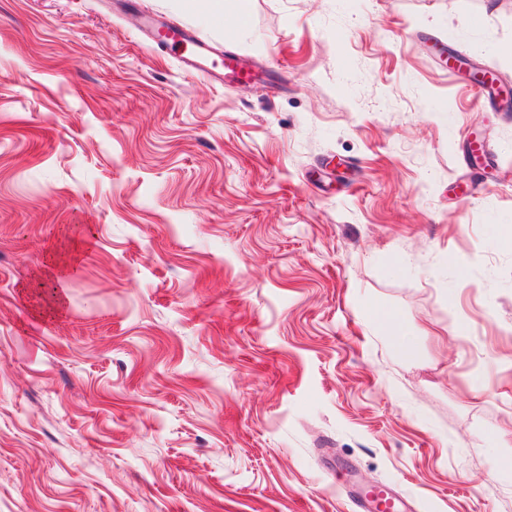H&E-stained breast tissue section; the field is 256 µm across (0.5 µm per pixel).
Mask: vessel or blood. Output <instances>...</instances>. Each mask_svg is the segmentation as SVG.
<instances>
[{"label": "vessel or blood", "instance_id": "1", "mask_svg": "<svg viewBox=\"0 0 512 512\" xmlns=\"http://www.w3.org/2000/svg\"><path fill=\"white\" fill-rule=\"evenodd\" d=\"M151 42L162 50H182L184 63L195 70L207 73L211 77L222 80L229 79L238 84L252 82L253 71L234 54L224 56L222 66H214L212 54L206 43L192 38L179 25L166 21L153 22L149 29ZM359 512H401V502L390 488H381L380 492L363 490L353 500Z\"/></svg>", "mask_w": 512, "mask_h": 512}]
</instances>
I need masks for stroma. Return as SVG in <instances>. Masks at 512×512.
Here are the masks:
<instances>
[{"mask_svg":"<svg viewBox=\"0 0 512 512\" xmlns=\"http://www.w3.org/2000/svg\"><path fill=\"white\" fill-rule=\"evenodd\" d=\"M238 8L0 0V512H512V0ZM149 39L161 50L181 49L185 54L184 63L198 71L207 73L217 80L228 78L238 84L252 82L256 76L235 54H224V64L216 67L207 44L200 39H193L179 25L166 21H155L149 29ZM365 314L382 327L393 339L397 353L409 360L419 358L420 351L417 341L409 333L404 320L395 312L376 306H370ZM385 497V498H384ZM355 508L362 509L358 512H378V511H391L401 512V502L395 496L393 491L388 487H381L378 493L373 492L370 488L362 490L357 493L354 500H352ZM384 508L381 509L380 506Z\"/></svg>","mask_w":512,"mask_h":512,"instance_id":"35a3bbf8","label":"stroma"}]
</instances>
